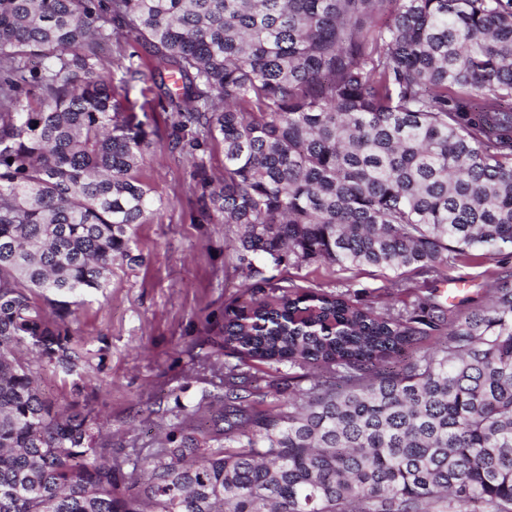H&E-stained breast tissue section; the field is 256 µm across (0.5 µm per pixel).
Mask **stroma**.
I'll use <instances>...</instances> for the list:
<instances>
[{
  "label": "stroma",
  "mask_w": 512,
  "mask_h": 512,
  "mask_svg": "<svg viewBox=\"0 0 512 512\" xmlns=\"http://www.w3.org/2000/svg\"><path fill=\"white\" fill-rule=\"evenodd\" d=\"M130 98L143 107L157 136L144 179L163 205L136 225L130 243L135 265L114 267L104 294L82 296L73 325L97 378L86 389L106 420L113 451L135 454L152 447L166 410L195 402L221 375L203 357V340L222 323L225 307L243 282L231 228L203 220L196 205L200 186L194 157L168 147L169 115L153 82H139ZM449 281L426 275L327 264L291 265L275 271L287 286L350 291L353 298L382 307L393 299V283L412 292L435 291L439 302L486 301L484 285L503 276L512 287V247L458 261Z\"/></svg>",
  "instance_id": "1"
}]
</instances>
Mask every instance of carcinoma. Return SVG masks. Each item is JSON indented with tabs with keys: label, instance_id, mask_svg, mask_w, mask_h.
I'll return each instance as SVG.
<instances>
[{
	"label": "carcinoma",
	"instance_id": "carcinoma-1",
	"mask_svg": "<svg viewBox=\"0 0 512 512\" xmlns=\"http://www.w3.org/2000/svg\"><path fill=\"white\" fill-rule=\"evenodd\" d=\"M144 79L173 145L223 144L224 177L196 162L198 211L235 228L245 284L207 340L224 394L131 458L36 366L85 390L74 306L161 206L154 130L114 93ZM506 245L512 0H0V512H512L511 287L376 309L266 275L446 278ZM259 365L317 382L268 403ZM39 383L44 398L55 407H64L77 400L81 404L83 403L84 397L76 399L73 396L70 388V379L53 367L44 365L39 369Z\"/></svg>",
	"mask_w": 512,
	"mask_h": 512
}]
</instances>
